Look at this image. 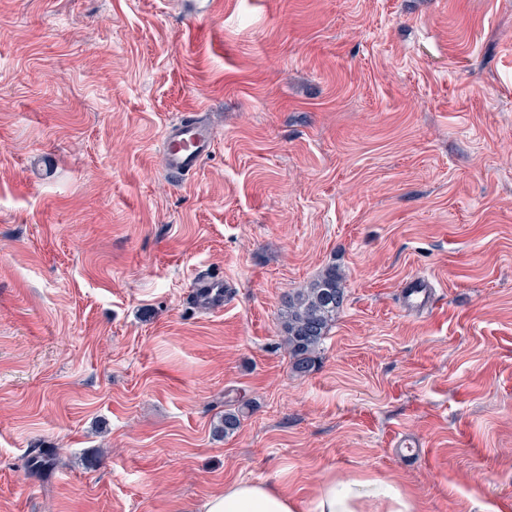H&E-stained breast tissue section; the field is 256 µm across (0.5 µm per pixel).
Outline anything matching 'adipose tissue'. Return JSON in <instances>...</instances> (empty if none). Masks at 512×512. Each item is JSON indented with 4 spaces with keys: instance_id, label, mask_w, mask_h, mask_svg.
Masks as SVG:
<instances>
[{
    "instance_id": "obj_1",
    "label": "adipose tissue",
    "mask_w": 512,
    "mask_h": 512,
    "mask_svg": "<svg viewBox=\"0 0 512 512\" xmlns=\"http://www.w3.org/2000/svg\"><path fill=\"white\" fill-rule=\"evenodd\" d=\"M202 512H298V505L278 485L240 480L206 498ZM311 512H417V504L377 476L330 478L321 484Z\"/></svg>"
}]
</instances>
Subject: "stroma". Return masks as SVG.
<instances>
[{
    "mask_svg": "<svg viewBox=\"0 0 512 512\" xmlns=\"http://www.w3.org/2000/svg\"><path fill=\"white\" fill-rule=\"evenodd\" d=\"M190 112L213 147L179 180ZM330 265L298 374L281 298ZM363 476L512 512V0H0V512H200L236 480L309 512ZM211 129L192 116L165 126L161 136L165 170L172 177L194 174L212 147ZM344 282L343 274L332 265L306 288L282 296L283 345L294 372L306 374L314 368L320 346L346 299ZM432 282L423 275H416L406 280L402 294L405 310L419 311L433 305ZM194 300L202 305L221 306L224 303V281L201 276L196 283Z\"/></svg>",
    "mask_w": 512,
    "mask_h": 512,
    "instance_id": "obj_1",
    "label": "stroma"
}]
</instances>
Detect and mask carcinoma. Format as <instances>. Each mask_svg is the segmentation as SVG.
Segmentation results:
<instances>
[{"label": "carcinoma", "instance_id": "obj_1", "mask_svg": "<svg viewBox=\"0 0 512 512\" xmlns=\"http://www.w3.org/2000/svg\"><path fill=\"white\" fill-rule=\"evenodd\" d=\"M346 299L343 274L335 266L324 268L306 287L282 296L281 327L283 345L292 370L310 372L320 346ZM242 412L227 409L214 427V432L227 437L241 426Z\"/></svg>", "mask_w": 512, "mask_h": 512}]
</instances>
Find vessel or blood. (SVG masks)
Instances as JSON below:
<instances>
[{
  "mask_svg": "<svg viewBox=\"0 0 512 512\" xmlns=\"http://www.w3.org/2000/svg\"><path fill=\"white\" fill-rule=\"evenodd\" d=\"M165 170L174 177L194 174L212 147V131L192 117H184L165 126L161 136ZM433 285L430 279L416 275L406 280L402 304L406 310L419 311L433 304ZM194 299L202 305H222L224 282L210 276L200 277Z\"/></svg>",
  "mask_w": 512,
  "mask_h": 512,
  "instance_id": "b4317fda",
  "label": "vessel or blood"
}]
</instances>
